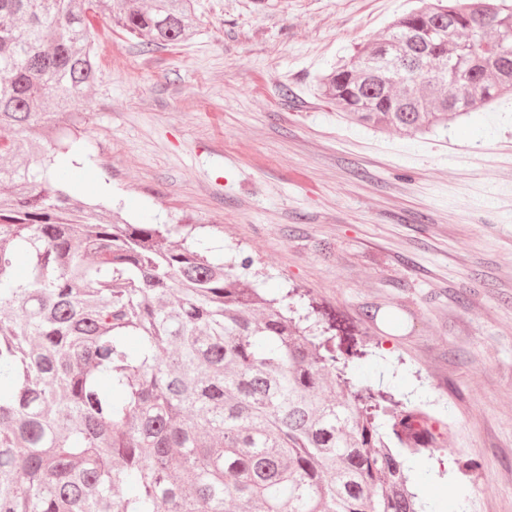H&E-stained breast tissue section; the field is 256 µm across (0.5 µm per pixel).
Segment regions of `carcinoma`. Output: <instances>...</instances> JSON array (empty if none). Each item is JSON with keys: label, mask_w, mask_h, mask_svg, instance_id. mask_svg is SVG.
<instances>
[{"label": "carcinoma", "mask_w": 512, "mask_h": 512, "mask_svg": "<svg viewBox=\"0 0 512 512\" xmlns=\"http://www.w3.org/2000/svg\"><path fill=\"white\" fill-rule=\"evenodd\" d=\"M505 2L419 0L317 90L362 126L446 127L512 94ZM98 11L146 49L194 23L192 0H0V512H417L403 457L440 422L352 381L347 324L311 302L301 326L193 226L65 189L95 162L70 108Z\"/></svg>", "instance_id": "carcinoma-1"}]
</instances>
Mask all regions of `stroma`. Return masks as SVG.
I'll list each match as a JSON object with an SVG mask.
<instances>
[{"label": "stroma", "instance_id": "35a3bbf8", "mask_svg": "<svg viewBox=\"0 0 512 512\" xmlns=\"http://www.w3.org/2000/svg\"><path fill=\"white\" fill-rule=\"evenodd\" d=\"M416 5L194 0V34L151 51L94 18L80 198L199 226L265 291L353 324L356 380L447 426L419 500L512 512V98L413 137L349 122L316 87Z\"/></svg>", "mask_w": 512, "mask_h": 512}]
</instances>
